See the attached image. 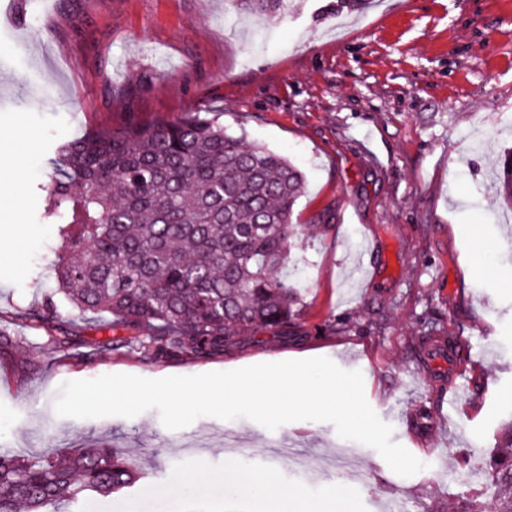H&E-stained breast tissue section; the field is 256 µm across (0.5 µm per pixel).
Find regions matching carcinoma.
<instances>
[{"instance_id":"obj_1","label":"carcinoma","mask_w":512,"mask_h":512,"mask_svg":"<svg viewBox=\"0 0 512 512\" xmlns=\"http://www.w3.org/2000/svg\"><path fill=\"white\" fill-rule=\"evenodd\" d=\"M248 14L278 16L301 0H229ZM45 216L59 225L57 287L75 315L107 313L109 328H145L115 346L149 347L153 358L201 359L266 331L288 337L302 307L279 272L291 262V222L306 193L288 158L247 144L214 117L130 120L61 142L51 159ZM497 194L512 210V150L503 153ZM466 344L430 326L411 341ZM494 512H512V425L486 450ZM140 468L98 442L27 458L0 449V512H71L83 494L133 486Z\"/></svg>"}]
</instances>
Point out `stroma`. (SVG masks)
I'll list each match as a JSON object with an SVG mask.
<instances>
[{
	"label": "stroma",
	"instance_id": "obj_1",
	"mask_svg": "<svg viewBox=\"0 0 512 512\" xmlns=\"http://www.w3.org/2000/svg\"><path fill=\"white\" fill-rule=\"evenodd\" d=\"M303 0L278 17L229 0H0V326L20 345L0 360V448L34 455L102 441L144 477L73 512H259L234 468L272 473L306 512L333 493L353 512H467L481 486L452 483L512 419V219L492 184L512 148V0H368L332 14ZM200 108L304 172L293 221L303 341L268 334L196 360L143 348L97 355L104 322H71L54 288L62 240L44 218L49 161L66 139L128 116L171 120ZM332 210L330 224L319 223ZM497 270V278L481 270ZM52 331L34 327L46 299ZM383 329H376L378 317ZM469 347L454 378L411 354L424 321ZM341 323L336 333L321 325ZM70 344L48 348V335ZM326 357L363 375L392 439L424 465L402 477L331 424L270 431L238 418L169 430L133 418L58 417L60 384L124 373L158 379ZM365 473L350 491L344 472Z\"/></svg>",
	"mask_w": 512,
	"mask_h": 512
}]
</instances>
